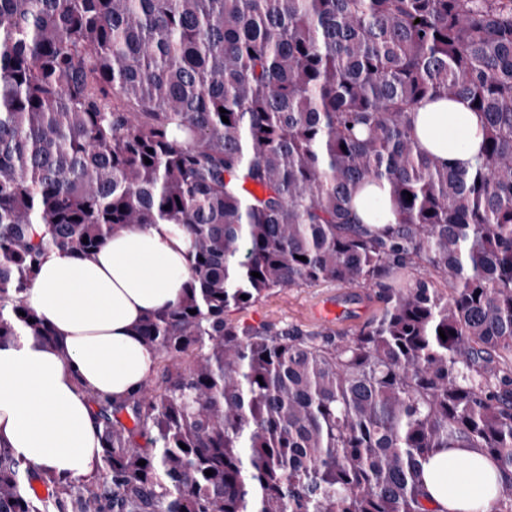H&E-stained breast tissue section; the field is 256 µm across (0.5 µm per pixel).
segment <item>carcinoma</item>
<instances>
[{
  "instance_id": "obj_1",
  "label": "carcinoma",
  "mask_w": 512,
  "mask_h": 512,
  "mask_svg": "<svg viewBox=\"0 0 512 512\" xmlns=\"http://www.w3.org/2000/svg\"><path fill=\"white\" fill-rule=\"evenodd\" d=\"M439 99L481 116L467 167L418 146ZM369 184L396 223L356 221ZM161 223L192 275L140 326L156 379L89 396L90 481L0 450V512H434L448 448L512 512V0H0V342L55 343L23 300L49 252ZM322 283L382 307L228 317ZM329 302L340 315L332 320L316 316V309ZM379 303L371 288L325 283L302 288L275 290L232 317L246 323L268 322L278 327L305 331L353 333L377 311Z\"/></svg>"
}]
</instances>
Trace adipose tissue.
Masks as SVG:
<instances>
[{
  "label": "adipose tissue",
  "instance_id": "obj_1",
  "mask_svg": "<svg viewBox=\"0 0 512 512\" xmlns=\"http://www.w3.org/2000/svg\"><path fill=\"white\" fill-rule=\"evenodd\" d=\"M420 146L464 166L477 154L482 122L466 101L418 107ZM188 243L169 224L114 235L96 253L50 252L24 301L51 326L49 345L27 336L0 344V447L33 471L72 481L97 473L101 430L88 402H121L152 374L157 352L138 335L149 313L174 304L191 277ZM423 479L444 512H492L497 474L482 453H436Z\"/></svg>",
  "mask_w": 512,
  "mask_h": 512
}]
</instances>
